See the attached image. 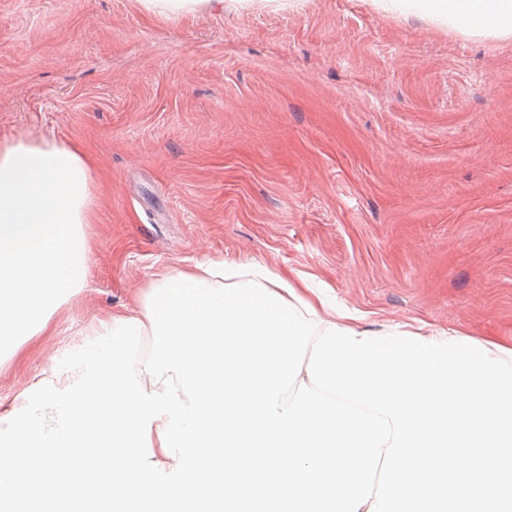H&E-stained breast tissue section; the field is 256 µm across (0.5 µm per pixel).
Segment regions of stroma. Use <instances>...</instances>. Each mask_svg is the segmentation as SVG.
<instances>
[{
	"mask_svg": "<svg viewBox=\"0 0 512 512\" xmlns=\"http://www.w3.org/2000/svg\"><path fill=\"white\" fill-rule=\"evenodd\" d=\"M80 147L86 290L0 401L196 261L306 277L360 328L512 345V35L415 0H0V141ZM145 6L159 13H178L195 11L203 5L224 6L223 0H143Z\"/></svg>",
	"mask_w": 512,
	"mask_h": 512,
	"instance_id": "1",
	"label": "stroma"
}]
</instances>
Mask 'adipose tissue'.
<instances>
[{
  "label": "adipose tissue",
  "mask_w": 512,
  "mask_h": 512,
  "mask_svg": "<svg viewBox=\"0 0 512 512\" xmlns=\"http://www.w3.org/2000/svg\"><path fill=\"white\" fill-rule=\"evenodd\" d=\"M430 13L469 31L512 34V0H425ZM85 153L50 140L0 141V361L87 285L84 226L93 206ZM212 285L256 281L306 318L335 322L319 289L297 288L261 264L196 265Z\"/></svg>",
  "instance_id": "adipose-tissue-1"
}]
</instances>
